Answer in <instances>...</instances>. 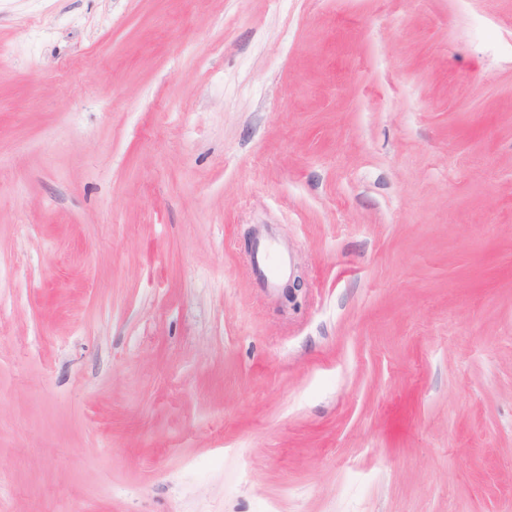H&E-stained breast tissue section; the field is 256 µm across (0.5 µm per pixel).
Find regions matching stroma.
I'll list each match as a JSON object with an SVG mask.
<instances>
[{
    "label": "stroma",
    "instance_id": "stroma-1",
    "mask_svg": "<svg viewBox=\"0 0 512 512\" xmlns=\"http://www.w3.org/2000/svg\"><path fill=\"white\" fill-rule=\"evenodd\" d=\"M0 512H512V0H0ZM256 263L261 276L269 286H274L284 268L282 259L276 258L267 243H260L256 252Z\"/></svg>",
    "mask_w": 512,
    "mask_h": 512
}]
</instances>
